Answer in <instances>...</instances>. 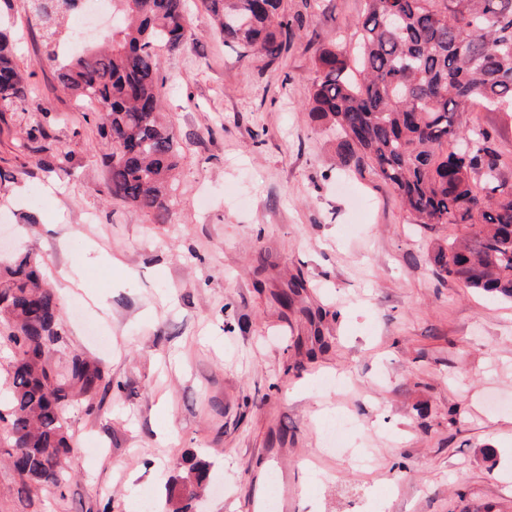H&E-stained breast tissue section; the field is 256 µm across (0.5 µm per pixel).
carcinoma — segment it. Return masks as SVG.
Wrapping results in <instances>:
<instances>
[{
  "label": "carcinoma",
  "instance_id": "carcinoma-1",
  "mask_svg": "<svg viewBox=\"0 0 512 512\" xmlns=\"http://www.w3.org/2000/svg\"><path fill=\"white\" fill-rule=\"evenodd\" d=\"M71 0H29L46 35ZM125 23L106 47H86L65 64L55 51L39 59L57 71L64 89L97 104L100 136L112 147L106 194L155 224L175 204L179 149L160 107L157 48L177 51L192 40L184 0H118ZM216 32L271 62L297 38L283 0H206ZM356 57L315 50L311 111L340 137L342 163L366 162L393 188L414 223L461 226L464 233L438 246V273L463 287L512 301V167L494 135L470 123L481 102L512 119V0H366L358 23ZM28 98L10 34L0 30V106ZM56 289L39 256L26 253L0 265V348L11 354L10 397L0 404V448L30 492L59 489L55 461L77 452L66 410L98 415L112 377L98 359L67 348ZM210 463L183 462L166 485L164 512H191L205 489Z\"/></svg>",
  "mask_w": 512,
  "mask_h": 512
}]
</instances>
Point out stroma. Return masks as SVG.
Segmentation results:
<instances>
[{
    "mask_svg": "<svg viewBox=\"0 0 512 512\" xmlns=\"http://www.w3.org/2000/svg\"><path fill=\"white\" fill-rule=\"evenodd\" d=\"M284 5L302 29L272 64L188 0L194 39L162 58L181 159L156 224L105 194L95 103L38 66L28 0H0L31 89L0 113V235L42 258L71 350L124 384L99 416L67 409L100 450L67 459L62 491L21 496L0 454V512H160L188 453L210 463L196 512H512V302L439 278L458 227L412 224L310 113L314 51H354L364 0ZM339 412L356 429L331 450Z\"/></svg>",
    "mask_w": 512,
    "mask_h": 512,
    "instance_id": "1",
    "label": "stroma"
}]
</instances>
